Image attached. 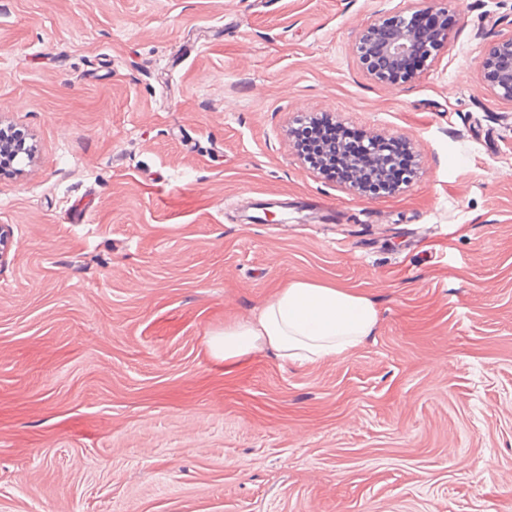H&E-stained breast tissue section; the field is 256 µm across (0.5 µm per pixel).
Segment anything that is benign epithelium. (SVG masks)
<instances>
[{"label":"benign epithelium","mask_w":512,"mask_h":512,"mask_svg":"<svg viewBox=\"0 0 512 512\" xmlns=\"http://www.w3.org/2000/svg\"><path fill=\"white\" fill-rule=\"evenodd\" d=\"M421 0L422 7L413 12L396 14L391 19H379L370 23L361 33L357 42V54L362 67L374 80L397 84L400 79L398 65L416 54L423 55L419 68L412 71V76L426 70L435 60L437 54L448 42V27H437L427 36L418 38L410 30L408 19L413 13H428L448 16V0ZM512 57V37L495 43L488 50L482 68L487 70L492 90L503 100L512 102V68L502 66L503 60ZM382 139L371 136L367 138L365 150L361 157L350 161L356 177L378 182L385 178L387 164L381 157Z\"/></svg>","instance_id":"1"}]
</instances>
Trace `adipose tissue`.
I'll return each instance as SVG.
<instances>
[{
  "instance_id": "adipose-tissue-1",
  "label": "adipose tissue",
  "mask_w": 512,
  "mask_h": 512,
  "mask_svg": "<svg viewBox=\"0 0 512 512\" xmlns=\"http://www.w3.org/2000/svg\"><path fill=\"white\" fill-rule=\"evenodd\" d=\"M378 320L369 298L297 280L278 288L253 319L225 324L208 344L228 364L263 347L285 361H315L352 351L372 336Z\"/></svg>"
}]
</instances>
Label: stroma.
<instances>
[{"mask_svg": "<svg viewBox=\"0 0 512 512\" xmlns=\"http://www.w3.org/2000/svg\"><path fill=\"white\" fill-rule=\"evenodd\" d=\"M416 0H0V512H512V0H453L431 67H361ZM404 135L372 196L305 116ZM336 209L318 224L306 207ZM303 280L373 300L310 363L209 337ZM509 57H512V35L489 48L482 68L487 70L495 95L512 102V68L502 66L503 60Z\"/></svg>", "mask_w": 512, "mask_h": 512, "instance_id": "obj_1", "label": "stroma"}]
</instances>
